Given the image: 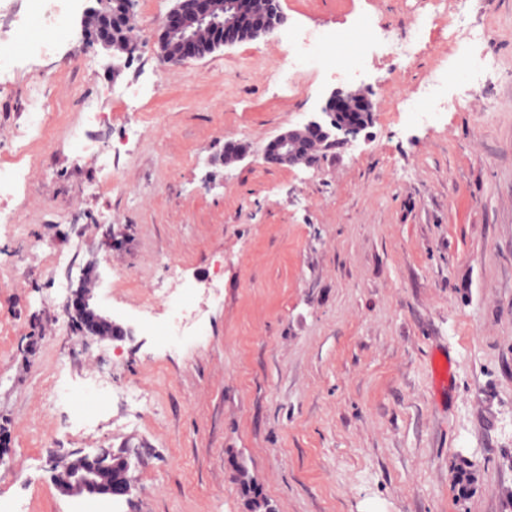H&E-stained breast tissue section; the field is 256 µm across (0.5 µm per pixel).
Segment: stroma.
I'll return each mask as SVG.
<instances>
[{"mask_svg":"<svg viewBox=\"0 0 512 512\" xmlns=\"http://www.w3.org/2000/svg\"><path fill=\"white\" fill-rule=\"evenodd\" d=\"M94 4L64 0L69 29L44 56L21 19L46 0H0V167L28 174L0 223V504L247 512L244 471L274 512H512V0H282L273 33L174 65L154 40L173 0H137L138 50L111 64L82 36ZM414 11L435 21L411 63L384 51L349 79L291 66L302 30ZM481 29L486 43L461 37ZM448 68L449 110L399 104ZM35 82L48 129L20 141ZM337 88L372 93L357 139L265 165L272 137ZM89 98L106 122L86 121ZM231 141L247 155L225 164ZM90 262L96 305L130 336L65 322L58 286ZM173 281L195 314L179 336L166 305L140 310ZM56 377L80 406L47 397ZM103 448L136 454L133 494H60L55 467ZM464 460L477 481L462 499Z\"/></svg>","mask_w":512,"mask_h":512,"instance_id":"1","label":"stroma"}]
</instances>
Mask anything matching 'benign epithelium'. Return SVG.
<instances>
[{"mask_svg": "<svg viewBox=\"0 0 512 512\" xmlns=\"http://www.w3.org/2000/svg\"><path fill=\"white\" fill-rule=\"evenodd\" d=\"M101 17L97 29L81 24L86 43L103 48L112 54V43L104 30L112 26V19L97 8H88L84 16ZM286 22L281 0H177V3L158 21V47L179 36L180 51L177 61L200 58L193 31L201 24L217 25L220 43L229 46L240 42L244 24L252 32L267 35ZM373 103L370 92L344 90L331 92L321 111L313 113L297 128H289L273 137L267 145L263 160L275 166H294L311 163L315 151L330 143L350 144L372 120ZM99 280L96 266L83 268L79 284L70 295L66 314L69 321L84 336L116 338L130 333L104 314L92 303L91 285ZM112 456L106 452L79 454L65 464L62 475L55 476L57 490L70 497L88 495L121 498L131 495L135 487L131 458H121V472H113Z\"/></svg>", "mask_w": 512, "mask_h": 512, "instance_id": "benign-epithelium-1", "label": "benign epithelium"}]
</instances>
